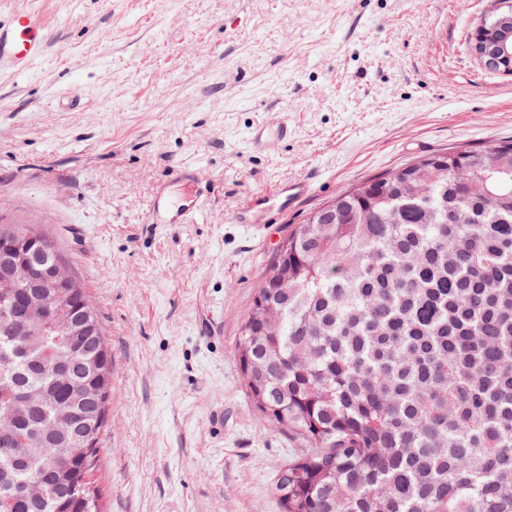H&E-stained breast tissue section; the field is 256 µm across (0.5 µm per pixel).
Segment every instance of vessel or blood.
<instances>
[{
    "instance_id": "obj_1",
    "label": "vessel or blood",
    "mask_w": 512,
    "mask_h": 512,
    "mask_svg": "<svg viewBox=\"0 0 512 512\" xmlns=\"http://www.w3.org/2000/svg\"><path fill=\"white\" fill-rule=\"evenodd\" d=\"M42 22L38 13L21 9L14 11L7 23L0 24V68L23 71L45 57L48 46L41 36ZM292 130L287 122L273 120L256 125L248 135L253 150L268 151L280 141L288 139ZM313 192L308 182H288L278 185L273 193H259L252 197L245 210L237 212L233 221L244 224L251 209L264 206L271 197H285L289 204H297ZM204 193L188 197L183 204L171 206L164 188H157L152 200V221L156 224H182L197 215L203 208Z\"/></svg>"
}]
</instances>
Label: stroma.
Wrapping results in <instances>:
<instances>
[{"label":"stroma","instance_id":"obj_1","mask_svg":"<svg viewBox=\"0 0 512 512\" xmlns=\"http://www.w3.org/2000/svg\"><path fill=\"white\" fill-rule=\"evenodd\" d=\"M502 0H0L46 57L0 72V225L31 224L85 283L112 348L106 512H283L301 443L265 420L233 351L277 245L310 212L423 157L512 140V76L470 34ZM272 116L295 133L251 152ZM193 184L176 180L180 166ZM293 209L231 218L282 182ZM185 224H153L156 186ZM313 192V186L308 182H288L279 184L271 193H258L252 197L247 207L237 212L233 221L236 224H246L249 222L248 214L257 207H263L271 197L284 196L288 201V210L299 203ZM165 190V185H161L156 189L151 204V223L184 224L202 210L205 200L204 191L188 197L183 204H180L177 207H172L167 199Z\"/></svg>","mask_w":512,"mask_h":512}]
</instances>
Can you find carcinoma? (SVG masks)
I'll list each match as a JSON object with an SVG mask.
<instances>
[{
    "label": "carcinoma",
    "mask_w": 512,
    "mask_h": 512,
    "mask_svg": "<svg viewBox=\"0 0 512 512\" xmlns=\"http://www.w3.org/2000/svg\"><path fill=\"white\" fill-rule=\"evenodd\" d=\"M448 169V177L438 174ZM277 322L253 303L234 358L264 418L308 448L281 470L284 512H512V142L434 154L336 199V223L288 233L264 281ZM43 390L22 446L0 447V481L46 474L44 501L0 496V512H67L109 426L107 384L83 401L88 454L59 461L55 403L90 394L32 360L0 386Z\"/></svg>",
    "instance_id": "carcinoma-1"
}]
</instances>
